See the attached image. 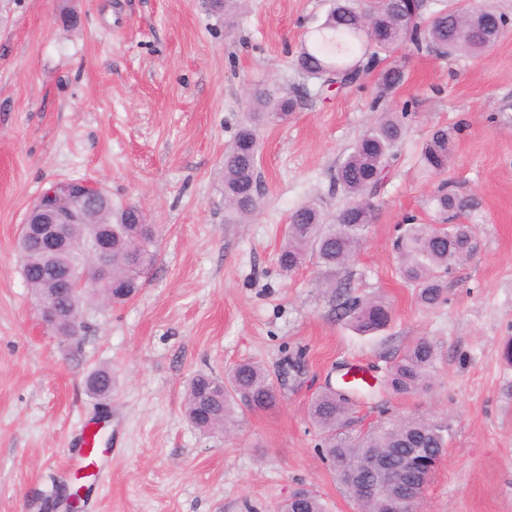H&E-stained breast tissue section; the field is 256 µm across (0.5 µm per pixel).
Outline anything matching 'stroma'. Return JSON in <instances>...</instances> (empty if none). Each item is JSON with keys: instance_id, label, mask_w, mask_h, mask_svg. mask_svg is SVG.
Instances as JSON below:
<instances>
[{"instance_id": "stroma-1", "label": "stroma", "mask_w": 512, "mask_h": 512, "mask_svg": "<svg viewBox=\"0 0 512 512\" xmlns=\"http://www.w3.org/2000/svg\"><path fill=\"white\" fill-rule=\"evenodd\" d=\"M481 4L508 23L489 52L405 47L393 91L372 72L323 98L295 56L331 0H243L230 27L204 0H0V512H48L73 476L71 435L96 418L112 450L83 512H276L299 487L326 512H357L308 418L346 367L375 388L350 432L404 417L447 426L424 512H512V0ZM258 87L297 106L259 128L263 196L242 224L224 207V150ZM382 112L400 114L404 136L343 276L352 294L384 298L392 321L360 336L314 264L288 275L277 257L298 206L339 211L336 166ZM437 127L454 135L440 175L421 160ZM67 178L139 205L157 235L137 294L84 304L70 338L42 323L17 250L31 204ZM444 181L477 199L481 246L427 309L399 276L395 241L408 219L438 222L428 200ZM420 338L438 352L431 389L376 388ZM242 361L267 371L277 405L238 407L227 434L200 430L184 412L191 379ZM98 368L114 380L105 399L85 386Z\"/></svg>"}]
</instances>
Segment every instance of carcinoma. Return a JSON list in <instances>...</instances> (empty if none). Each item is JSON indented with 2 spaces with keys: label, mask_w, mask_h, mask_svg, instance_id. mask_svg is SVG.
I'll return each mask as SVG.
<instances>
[{
  "label": "carcinoma",
  "mask_w": 512,
  "mask_h": 512,
  "mask_svg": "<svg viewBox=\"0 0 512 512\" xmlns=\"http://www.w3.org/2000/svg\"><path fill=\"white\" fill-rule=\"evenodd\" d=\"M209 10L230 22L237 0H210ZM427 0H386L362 11L353 0H333L324 22L302 47L295 65L309 79L319 82L325 91L335 85L349 87L381 61L380 55H391L405 46L427 45L444 55L457 52L482 54L498 40L500 32L484 18L491 12L475 0H456L453 4L426 13ZM404 72L390 63L382 68V89L400 85ZM290 98L273 99L256 89L251 94L252 112L240 126L224 152V202L239 219L246 220L260 207L257 157V126L263 122L282 121L295 107ZM404 128L392 112H382L358 138L336 170L335 185L345 199L344 207L328 218L313 204H305L289 217L286 237L278 254L282 271L291 273L312 259L320 269L319 283L331 294L346 287L338 276L347 267L365 240L373 219L372 199L384 185L385 177L397 159L395 148ZM450 141L448 130L435 128L422 149L427 169L443 172L448 166ZM98 219L112 222V303L121 304L132 298L142 286V278L156 258V240L149 224H140L141 209L135 204L115 208L112 197L101 190L98 200L89 201ZM440 216H456L474 211L475 198L458 194L444 184L431 198ZM93 224H75L71 229V247L57 261H42L27 246L22 272L27 288L37 294L55 284L57 265L92 268L96 262L92 250ZM476 229L472 224H455L448 232H438L429 224L407 225L397 241L400 273L416 289V301L425 308H435L446 300L448 275L456 266L474 256ZM97 295V290L84 292L76 300L57 293L62 308L74 307L82 317L83 303ZM353 328L360 334L384 330L391 321V310L380 298L348 295L344 302ZM436 364L434 346L419 339L409 346L391 365L385 379L395 395L407 396L431 387ZM252 410H266L276 405L277 392L264 369L255 362L233 366L224 378L198 374L192 378L186 397L187 418L203 431L224 428L237 403ZM350 401L339 397L329 386L312 400L309 417L323 438L324 458L332 465L336 477L349 495L357 501L366 484L375 475L365 469L376 457L387 458L393 467L406 469L407 476L419 481L426 471L409 466L413 449L419 448L424 459L447 447L444 429L424 418H405L383 423L371 431L350 435L345 432ZM398 486L387 487L371 503L368 512H390ZM282 512H325L313 492L302 490L301 498L288 502Z\"/></svg>",
  "instance_id": "obj_1"
}]
</instances>
